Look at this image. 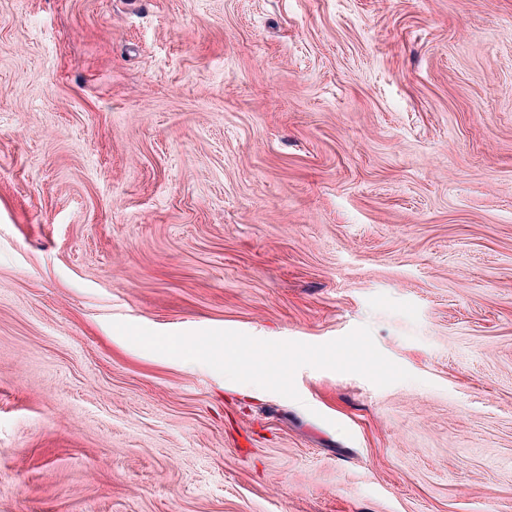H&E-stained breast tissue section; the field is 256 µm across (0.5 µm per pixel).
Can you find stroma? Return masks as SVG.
I'll list each match as a JSON object with an SVG mask.
<instances>
[{"label": "stroma", "mask_w": 512, "mask_h": 512, "mask_svg": "<svg viewBox=\"0 0 512 512\" xmlns=\"http://www.w3.org/2000/svg\"><path fill=\"white\" fill-rule=\"evenodd\" d=\"M0 512H512V0H0Z\"/></svg>", "instance_id": "35a3bbf8"}]
</instances>
